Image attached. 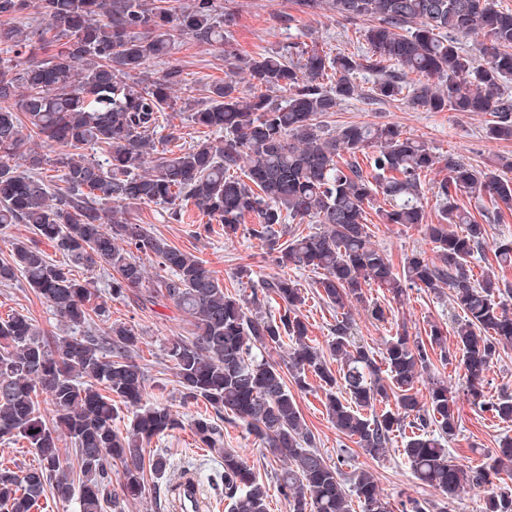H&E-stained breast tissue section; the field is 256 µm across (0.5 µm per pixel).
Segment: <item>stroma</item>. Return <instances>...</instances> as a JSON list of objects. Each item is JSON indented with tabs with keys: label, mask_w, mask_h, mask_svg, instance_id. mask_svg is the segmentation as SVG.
I'll return each mask as SVG.
<instances>
[{
	"label": "stroma",
	"mask_w": 512,
	"mask_h": 512,
	"mask_svg": "<svg viewBox=\"0 0 512 512\" xmlns=\"http://www.w3.org/2000/svg\"><path fill=\"white\" fill-rule=\"evenodd\" d=\"M225 12L233 21L226 29L227 38L241 58L262 52L281 50L294 43H316L336 52L360 53L366 43L361 33L367 21L351 22L335 12L326 10L316 15L298 12L295 0H223ZM295 15L293 26L281 24L283 15ZM181 70V89L173 110L160 120L157 137L177 133L179 145L189 146L207 138L208 131L190 120L191 112L206 102L210 84L224 78V51L221 46L206 45L186 38L172 48L169 56L154 60L150 66L152 76H159L168 67ZM487 116L463 112H424L395 100L366 104L359 100L342 102L336 112L323 120L325 129L335 131L349 125H398L408 136L427 143L437 156L455 155L481 168H494L498 157L512 156V143L492 142L485 136ZM468 209L485 224L489 246L476 254L473 263L475 278L494 272L501 281L512 284V267H499L491 250L492 243L512 239V209L494 207L490 201H468ZM367 224L372 243L383 251L394 268H401L407 255L415 251L433 253L434 246L422 228L400 224L381 223L375 207H367ZM127 218L145 225L154 234L165 238L171 245L190 252L203 261L224 285L225 293L236 297L250 296L259 281L272 276L285 275L302 288L306 303L301 313L308 326V336L316 346H325L340 316L328 306L316 290L318 272L298 270L278 263L277 252L269 250L263 239L255 236L256 222L246 217L237 233L225 236L221 225H213L210 234L198 235L196 229L205 218L196 209H188L182 220L171 219L167 206L139 203L128 207ZM364 300L353 303L350 309L352 333L360 343L373 352H381L386 341L405 335L410 341L426 340L431 326H439L452 333L463 318L447 293H434L412 289L402 302L391 300L389 293L376 286L363 289ZM380 305L384 319L371 316L367 307ZM20 313L29 317L40 329L55 332L59 326L55 315L44 299L39 298L18 280L0 285V317ZM106 317L113 323L134 327L141 338L137 351L138 362L148 375L149 399L161 400L171 406L181 421L179 428L161 435L146 445L145 461L162 454L168 459L172 474L199 472L213 476L222 472L224 458L219 451L199 447L192 433L193 420L205 413L201 402H184L181 387L172 371L167 346L176 337L188 335L190 326L183 314L171 302L143 307L135 292L109 301ZM429 373L447 381L457 398L458 429L447 443L448 455L455 463L477 466L488 450L497 447L499 440L512 436V423L506 424L490 413L474 409L463 395V372L457 360H443L440 352L430 354ZM305 390L296 391L295 397L308 428L316 438V446L329 461L345 459L346 474L366 470L373 474L380 493L398 504L409 496L446 507L447 512H479L481 494L466 490L448 498L440 492L417 484L401 454L405 439L396 434L393 448L381 459L366 456L353 439L337 432L326 408V397L318 379L308 377ZM224 429V447L237 451L250 466L257 481L267 493L269 512H289L288 502L281 495L277 476L281 461L272 457L246 426L239 422L227 423Z\"/></svg>",
	"instance_id": "1"
}]
</instances>
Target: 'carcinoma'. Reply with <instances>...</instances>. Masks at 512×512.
Here are the masks:
<instances>
[{"mask_svg": "<svg viewBox=\"0 0 512 512\" xmlns=\"http://www.w3.org/2000/svg\"><path fill=\"white\" fill-rule=\"evenodd\" d=\"M300 12H336L355 21L372 18L361 54H332L316 46L260 53L241 59L226 46L224 13L215 0H40L38 24L29 21L30 0H0V48L20 54L60 47L48 58L0 65V229L28 224L52 244L62 261L39 245L15 238L10 259L0 262V283L23 278L66 326L78 335H55L22 314L0 319V437L22 438L39 466L15 472L0 469V508L32 512L45 488L53 497L76 501L79 512H121L120 497L136 498L144 488L143 443L178 426L169 405L146 399L147 375L133 353L139 334L126 324H89L102 316L106 301L73 269L115 272L110 296L138 291L143 304L172 302L192 326L175 340L169 357L186 402L202 400L214 415L198 416L192 431L202 447L221 438L215 418L239 420L272 455L289 465L278 476L289 512H351L343 462L332 463L315 450L295 395L281 365L264 355L289 344V369L299 388L307 375L321 382L333 424L356 440L365 454L380 459L392 435L410 428L402 448L412 476L454 496L465 487L484 492L480 512H512V487L488 491L493 479L512 469V438H503L486 461L463 467L448 460L442 441L457 432L458 417L448 385L417 383L428 371L427 346L446 350V336L430 329L429 344L388 340L381 364L352 337L348 317L336 321L323 351L308 339L301 315L302 289L285 276L259 283L260 297H276L283 314L275 319L249 312L245 301L224 293V285L195 255L171 246L123 208L130 204L169 206L179 221L182 207L237 233L246 216L257 220V236L278 245L274 227L308 219L319 231L288 240L281 262L323 271L319 295L343 310L363 300L362 288L375 284L403 300L406 288H446L464 319L455 330L459 364L470 404L512 423V395L484 399L482 382L497 348L512 347V287L487 274L477 280L472 259L486 244L479 223L460 197L488 198L512 206V158L501 157L499 172L474 168L450 154L448 176L437 186L440 220L427 222L419 203L421 174L439 164L423 141L394 124L350 125L334 134L318 119L351 99L398 98L414 110L488 114L485 134L512 141V10L494 0H297ZM224 47L222 81L209 87L208 102L191 121L221 134L178 152L159 148L154 131L160 112L172 107L180 70L127 82L167 55L185 38ZM477 39V52L461 47ZM373 76L371 86L357 75ZM424 78L408 81V75ZM250 87L246 94L241 83ZM286 94L277 102L270 93ZM38 139L62 148L55 158L28 147ZM100 149L105 162L88 160L86 146ZM366 156L367 174L357 154ZM349 158L340 160L342 155ZM21 156L25 169L12 163ZM53 163L64 186L49 190L40 170ZM391 204L379 211L384 224L424 228L436 256L419 252L402 272L373 247L365 208L378 195ZM498 265L512 267V240L495 244ZM155 261L161 274L150 280L141 262ZM336 359L333 373L324 353ZM392 391L395 408L376 412ZM53 412L40 411L39 396ZM135 408L130 427L113 426L112 397ZM74 447L75 463L63 460L60 438ZM224 452V498L232 512H267L266 492L238 452ZM121 467L120 491L112 489L113 467ZM362 512H392L373 476L360 471L353 482Z\"/></svg>", "mask_w": 512, "mask_h": 512, "instance_id": "cac0c4a2", "label": "carcinoma"}]
</instances>
